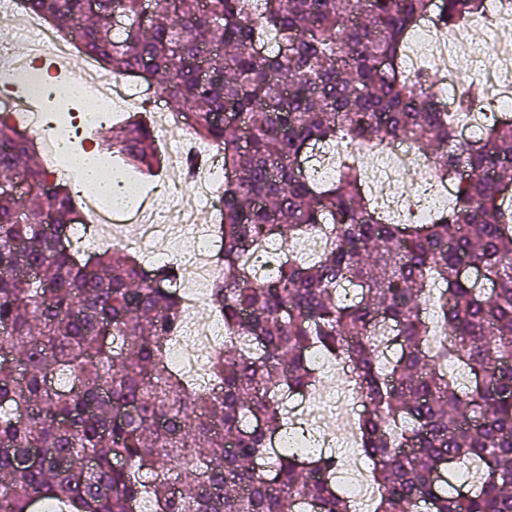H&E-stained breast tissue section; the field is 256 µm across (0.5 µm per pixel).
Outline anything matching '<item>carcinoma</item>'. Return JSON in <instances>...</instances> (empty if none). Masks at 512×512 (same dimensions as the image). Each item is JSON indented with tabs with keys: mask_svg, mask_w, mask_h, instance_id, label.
I'll return each instance as SVG.
<instances>
[{
	"mask_svg": "<svg viewBox=\"0 0 512 512\" xmlns=\"http://www.w3.org/2000/svg\"><path fill=\"white\" fill-rule=\"evenodd\" d=\"M114 77L172 102L225 174L222 276L209 304L227 341L201 392L167 360L185 304L179 269L63 241L82 205L49 180L33 140L0 117V512H355L339 457L307 440L256 471L266 436L288 425L284 393L318 378L311 356L349 366L366 402L357 422L378 488L372 512H512V124L455 140L454 111L426 72L405 75L409 34L431 12L447 27L484 0H21ZM348 138L413 142L448 209L399 224L340 164L328 181L296 171L305 149ZM98 152L140 178L158 163L154 128L127 112ZM320 231L321 251L283 250L262 281L249 265L271 228ZM483 268L492 287L464 279ZM359 287L343 302L338 284ZM434 307L435 339L421 318ZM400 358L381 364L380 318ZM468 372L462 388L448 366ZM483 479L463 493L452 469Z\"/></svg>",
	"mask_w": 512,
	"mask_h": 512,
	"instance_id": "obj_1",
	"label": "carcinoma"
}]
</instances>
